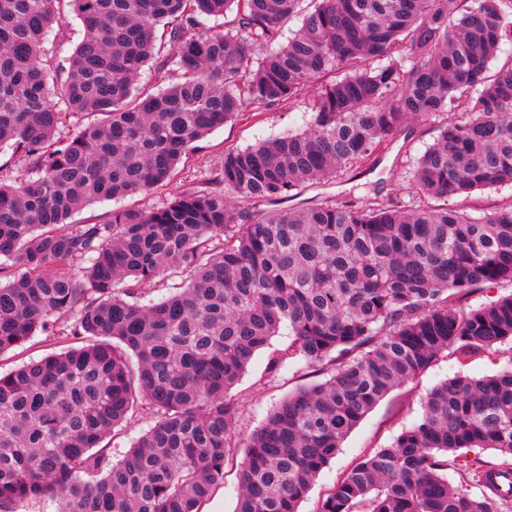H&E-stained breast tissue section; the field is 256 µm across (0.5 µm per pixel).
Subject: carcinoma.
Wrapping results in <instances>:
<instances>
[{
	"label": "carcinoma",
	"mask_w": 512,
	"mask_h": 512,
	"mask_svg": "<svg viewBox=\"0 0 512 512\" xmlns=\"http://www.w3.org/2000/svg\"><path fill=\"white\" fill-rule=\"evenodd\" d=\"M70 15L83 36L55 84L44 44ZM504 43L512 0H0V146L23 168L0 179V355L39 333L65 344L0 374V512L54 495L58 512H201L240 446L235 512H299L390 390L448 349L512 345V294L458 307L512 283V207L448 206L512 181V58L490 71ZM149 64L176 81L138 90ZM312 85L304 132L225 153L208 186L66 223L168 185L213 130ZM440 114L415 200L229 201L373 167L409 119ZM165 278L173 292L145 299ZM284 325L270 372L301 360L321 379L243 441L231 390ZM134 413L149 428L114 462L102 443ZM511 457L512 364L457 375L316 512H507L491 479Z\"/></svg>",
	"instance_id": "1"
}]
</instances>
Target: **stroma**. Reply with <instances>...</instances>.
Returning a JSON list of instances; mask_svg holds the SVG:
<instances>
[{"label": "stroma", "mask_w": 512, "mask_h": 512, "mask_svg": "<svg viewBox=\"0 0 512 512\" xmlns=\"http://www.w3.org/2000/svg\"><path fill=\"white\" fill-rule=\"evenodd\" d=\"M305 111L304 100L290 99L274 109L249 112L225 124L200 141L197 148L183 159L167 186L128 197L125 206L156 209L175 193L204 187L211 170L223 160L225 152L303 131ZM438 126L435 119L408 120L374 169L356 166L340 178L305 186L296 196L281 201V208L347 200L366 194L375 195L380 201L395 195L408 196L411 189L406 173L414 159L433 143ZM289 341L284 331L273 337L270 349L256 354L242 379L234 386L232 393L242 403L237 426L240 435H248L266 420L280 400L312 381V373L301 362L283 367L279 374H269L271 349L284 348ZM505 362L504 354L493 349L464 361L448 351L415 379L393 388L343 441L331 464L317 477L307 500L301 503L300 512H314L318 501L358 461L389 446L405 429L417 423L422 415V400L432 387L456 374L473 377L494 374Z\"/></svg>", "instance_id": "stroma-1"}]
</instances>
